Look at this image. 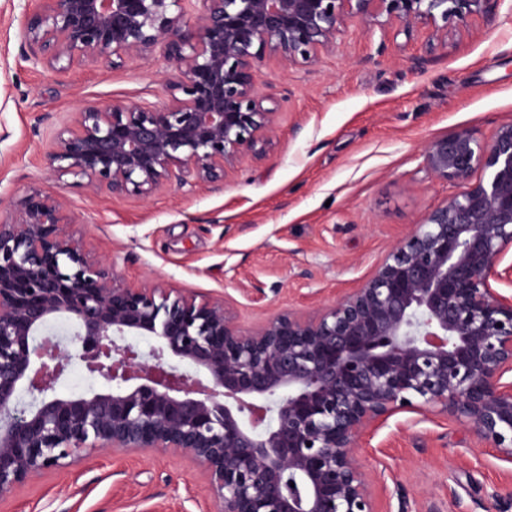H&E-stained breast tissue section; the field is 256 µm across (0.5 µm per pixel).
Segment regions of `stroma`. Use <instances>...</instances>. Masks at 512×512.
I'll list each match as a JSON object with an SVG mask.
<instances>
[{
  "instance_id": "35a3bbf8",
  "label": "stroma",
  "mask_w": 512,
  "mask_h": 512,
  "mask_svg": "<svg viewBox=\"0 0 512 512\" xmlns=\"http://www.w3.org/2000/svg\"><path fill=\"white\" fill-rule=\"evenodd\" d=\"M21 19L18 0H0V217H17L31 187L62 193L76 239L128 284L223 300L244 330L360 288L457 190L428 177L425 145L461 128L488 140L512 122V0H502L494 20L449 25L442 42L378 24L346 29L307 63L265 59L257 88L282 107L263 158L212 189L92 194L47 171L54 128L87 103L165 105L175 69L159 50L115 69L35 67L18 57ZM357 456L378 512H495L512 500V461L442 415L397 414L359 439ZM205 482L186 454L118 450L45 471L0 496V512H220Z\"/></svg>"
}]
</instances>
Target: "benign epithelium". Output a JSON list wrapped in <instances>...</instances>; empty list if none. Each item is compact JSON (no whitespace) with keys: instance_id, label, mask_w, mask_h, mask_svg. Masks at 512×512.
<instances>
[{"instance_id":"7a95c632","label":"benign epithelium","mask_w":512,"mask_h":512,"mask_svg":"<svg viewBox=\"0 0 512 512\" xmlns=\"http://www.w3.org/2000/svg\"><path fill=\"white\" fill-rule=\"evenodd\" d=\"M501 2L25 0L19 47L61 71L163 48L181 96L83 106L46 155L93 193L150 196L188 174L222 182L265 153L279 115L256 88L266 57L313 61L382 17L442 41L448 22ZM423 157L461 190L354 293L248 331L221 300L127 284L74 237L65 197L32 189L19 218L0 221V496L92 453L152 448L200 463L224 512H377L356 443L402 411L455 418L512 460V296L492 286L512 281V123L489 141L458 129ZM58 320L111 387L57 393L70 356L44 331ZM133 336L155 340L149 354Z\"/></svg>"}]
</instances>
